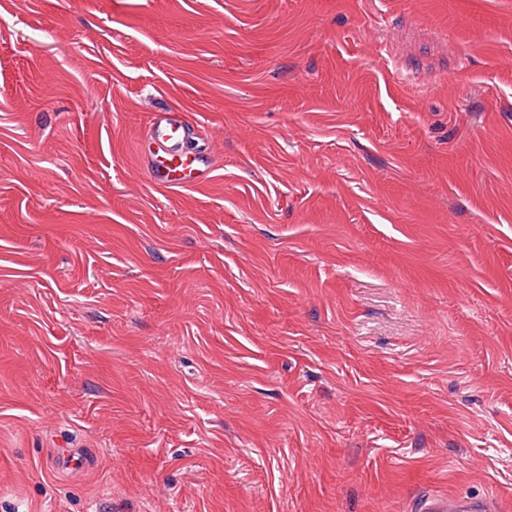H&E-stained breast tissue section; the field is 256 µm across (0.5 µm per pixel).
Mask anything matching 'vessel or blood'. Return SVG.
<instances>
[{"label": "vessel or blood", "mask_w": 512, "mask_h": 512, "mask_svg": "<svg viewBox=\"0 0 512 512\" xmlns=\"http://www.w3.org/2000/svg\"><path fill=\"white\" fill-rule=\"evenodd\" d=\"M189 122L185 112L173 107L154 113L141 147V158L151 181L164 188H179L205 178L211 168L205 146H189ZM92 458L83 448L65 449L56 460L58 469L77 474L89 468ZM489 497L441 494L425 491L414 497L411 512H491Z\"/></svg>", "instance_id": "obj_1"}]
</instances>
